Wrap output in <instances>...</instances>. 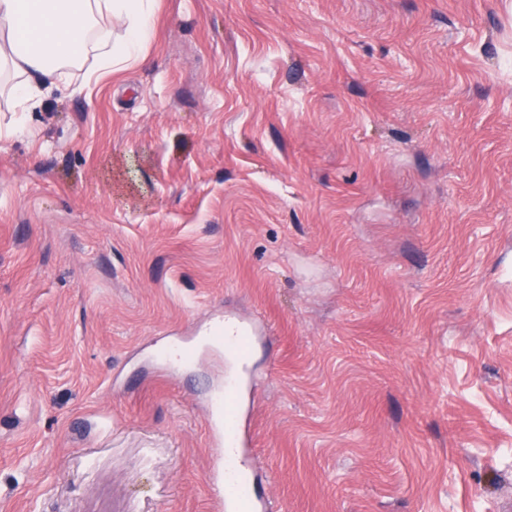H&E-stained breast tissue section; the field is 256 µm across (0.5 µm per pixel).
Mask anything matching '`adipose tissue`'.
I'll list each match as a JSON object with an SVG mask.
<instances>
[{
    "instance_id": "ef3b65f1",
    "label": "adipose tissue",
    "mask_w": 512,
    "mask_h": 512,
    "mask_svg": "<svg viewBox=\"0 0 512 512\" xmlns=\"http://www.w3.org/2000/svg\"><path fill=\"white\" fill-rule=\"evenodd\" d=\"M156 0H0V97L40 105L74 74L106 75L139 61L154 38ZM122 23L113 37V22Z\"/></svg>"
}]
</instances>
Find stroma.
Instances as JSON below:
<instances>
[{"label":"stroma","instance_id":"stroma-1","mask_svg":"<svg viewBox=\"0 0 512 512\" xmlns=\"http://www.w3.org/2000/svg\"><path fill=\"white\" fill-rule=\"evenodd\" d=\"M14 119L0 512H211L227 314L270 328L273 507L512 501V0H159L144 60Z\"/></svg>","mask_w":512,"mask_h":512}]
</instances>
